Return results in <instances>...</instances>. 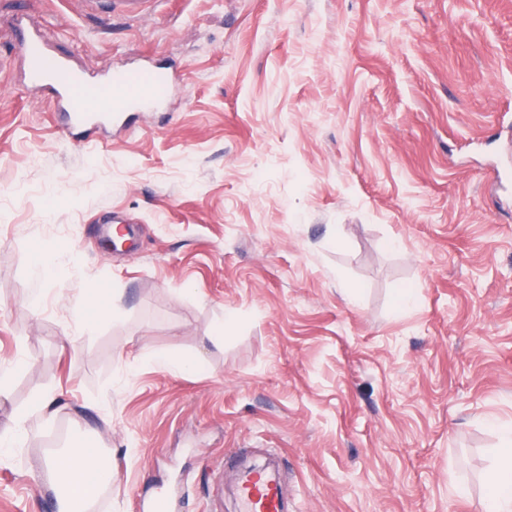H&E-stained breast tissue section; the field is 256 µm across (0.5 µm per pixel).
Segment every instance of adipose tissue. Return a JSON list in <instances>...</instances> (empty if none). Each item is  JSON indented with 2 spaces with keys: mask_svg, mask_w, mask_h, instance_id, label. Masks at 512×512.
<instances>
[{
  "mask_svg": "<svg viewBox=\"0 0 512 512\" xmlns=\"http://www.w3.org/2000/svg\"><path fill=\"white\" fill-rule=\"evenodd\" d=\"M500 465L491 477L487 512H512V428L503 430ZM42 479L56 493L58 512H87L99 489L112 483L108 458L89 437H77L45 461Z\"/></svg>",
  "mask_w": 512,
  "mask_h": 512,
  "instance_id": "1",
  "label": "adipose tissue"
}]
</instances>
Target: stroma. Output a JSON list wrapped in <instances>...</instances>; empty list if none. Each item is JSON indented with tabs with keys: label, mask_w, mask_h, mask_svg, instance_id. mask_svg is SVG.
Wrapping results in <instances>:
<instances>
[{
	"label": "stroma",
	"mask_w": 512,
	"mask_h": 512,
	"mask_svg": "<svg viewBox=\"0 0 512 512\" xmlns=\"http://www.w3.org/2000/svg\"><path fill=\"white\" fill-rule=\"evenodd\" d=\"M146 11L0 0V424L27 428L0 512H57L40 470L86 431L112 463L90 512H239L227 481L269 458L288 512H485L512 427V0ZM20 15L78 70L161 68L164 111L71 141ZM88 286L120 313L80 336Z\"/></svg>",
	"instance_id": "35a3bbf8"
}]
</instances>
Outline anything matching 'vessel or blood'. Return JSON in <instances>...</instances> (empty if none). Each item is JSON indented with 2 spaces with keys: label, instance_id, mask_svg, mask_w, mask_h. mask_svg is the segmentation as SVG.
Masks as SVG:
<instances>
[{
  "label": "vessel or blood",
  "instance_id": "vessel-or-blood-1",
  "mask_svg": "<svg viewBox=\"0 0 512 512\" xmlns=\"http://www.w3.org/2000/svg\"><path fill=\"white\" fill-rule=\"evenodd\" d=\"M84 14L101 11L140 19L146 0H75ZM17 48L26 63L28 86L48 92L58 109L68 115L72 140H81L89 125L119 120L134 106L157 105L166 98L167 78L152 68H137L120 74L103 73L91 80L57 57L42 34L19 26ZM241 512H283L282 489L275 474L250 472L238 485Z\"/></svg>",
  "mask_w": 512,
  "mask_h": 512
}]
</instances>
